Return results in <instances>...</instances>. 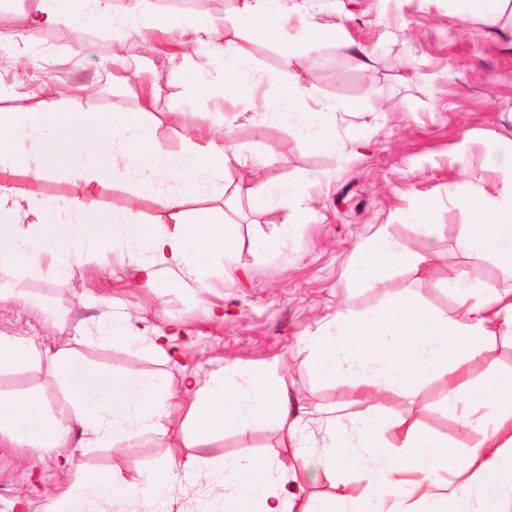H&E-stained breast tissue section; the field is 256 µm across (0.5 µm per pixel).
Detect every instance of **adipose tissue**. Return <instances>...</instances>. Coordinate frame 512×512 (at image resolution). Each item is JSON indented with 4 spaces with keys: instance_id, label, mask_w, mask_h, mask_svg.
Returning <instances> with one entry per match:
<instances>
[{
    "instance_id": "obj_1",
    "label": "adipose tissue",
    "mask_w": 512,
    "mask_h": 512,
    "mask_svg": "<svg viewBox=\"0 0 512 512\" xmlns=\"http://www.w3.org/2000/svg\"><path fill=\"white\" fill-rule=\"evenodd\" d=\"M289 22L278 0H240L233 26L274 40L284 35ZM159 33L176 35L179 46L211 59L228 57L232 50L225 32L206 20L184 24L158 16L139 37L151 42ZM153 104V93L145 92L142 111L125 115L109 129L95 113L83 111L76 95L64 108L49 104L0 116V279L39 266L63 244L78 258H89L96 243L86 224L92 213L89 206L77 200L47 202L34 192L18 191L13 185L17 173L35 183L65 158L71 175L83 182L89 196L106 177L132 176L145 187L164 178L178 190L157 193L156 199L177 216L186 197L223 194L226 171L251 165V158L229 139L218 144L193 134L181 153L165 152L150 133L147 117ZM254 119L270 128L294 121L296 128L309 132L310 146L336 147L326 113L311 108L296 74L288 76L281 108L263 107ZM463 203L471 221L459 230L460 250L493 256L508 289L473 292L463 273L448 282L456 305L446 312L423 308L406 290L359 314L337 310L328 326L310 338L311 368L327 382L344 376L359 379L363 390L341 408L316 417L282 387L274 365L249 369L250 384L244 390L234 384H185L184 406L200 451L210 447L216 433H243L263 420L287 432L292 442L287 460L275 455L220 460L199 452L162 463L130 482L117 481L107 472L86 471L79 477L82 500L70 512H89L94 495L104 487L111 488L121 512H139L141 499L202 467L224 486L221 512H240L245 501L252 504V512H501L495 497L471 510L469 491L475 485L507 483L501 460L512 454V370L489 372L475 384L466 375L470 363L492 341L512 331V195L476 193L465 196ZM106 223L128 248L151 256L150 264L137 269L150 287L156 283L154 261L189 273L215 253L233 252L237 244L220 207L169 232L131 214L109 217ZM424 261L382 227L359 246L354 275L370 285L381 266L417 268ZM44 361L57 379L68 384L67 403L59 414L50 415L36 396H0V430L43 439L55 453L66 447L72 428L81 430V447L94 448L133 438L170 414L172 392L165 380L106 377L70 353H53L25 337L0 334V371ZM448 374L455 375L457 384L448 390L445 410L462 426L484 425L479 440L461 455L416 422L389 418L381 403L386 392L414 401L423 382ZM320 476L332 482L334 492L306 505H299L295 491L287 495L278 490L285 482L296 490ZM353 476L363 483L362 494H353Z\"/></svg>"
}]
</instances>
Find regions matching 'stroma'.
Masks as SVG:
<instances>
[{
	"label": "stroma",
	"mask_w": 512,
	"mask_h": 512,
	"mask_svg": "<svg viewBox=\"0 0 512 512\" xmlns=\"http://www.w3.org/2000/svg\"><path fill=\"white\" fill-rule=\"evenodd\" d=\"M46 6L62 9L67 22L30 37L26 0H0V113L14 111L21 94L39 101L44 80L58 88L61 103L69 88L90 86L84 111L117 117L140 111L141 91L152 84L156 104L149 122L162 150L182 151L190 128L219 143L225 128H232L239 149L264 154L266 178L300 183L305 201L285 208L275 200L257 204L237 197L235 185L249 180L251 171L231 169L223 197L187 199L182 219L192 222L208 209L223 208L238 234L232 254L214 255L193 273L164 277L162 287L143 288L130 277L139 255L104 233L97 260L76 265L63 248L40 266L1 281L0 333L28 337L53 352L71 351L106 374L158 376L175 389L186 368L205 385L223 368L275 364L287 391L320 408L345 402L359 390L357 381L328 383L310 369L306 338L337 307L359 313L407 290L425 307L444 311L454 303L446 284L463 271L476 287L504 288L494 260L462 254L456 238L459 226L470 221L463 196L512 191L511 175L486 166L491 151L512 145V0L492 17L469 14L462 0H313L317 22L343 21L350 49L305 43L293 24L279 41L238 31L231 35L235 53L228 63L184 59L182 81L170 78L175 46L166 41L149 55L141 45L128 44L130 70L102 72L117 38L166 11L160 0H146L135 15L128 14L125 0H110L108 15L91 23L84 20L91 11L88 0H47ZM166 12L220 27L235 15L206 6ZM289 51L304 59L296 72L312 100L336 107L330 117L339 141L334 152L310 148L293 124L263 129L243 118L260 105L281 101L282 61ZM228 65L240 73L239 88L216 93L214 82ZM202 89L211 94L205 112L197 109ZM15 185L46 200L80 199L85 193L63 169L34 186L20 173ZM424 197L439 202L430 221L439 225L441 236L436 253L426 254L425 271L383 267L373 285L354 283L349 276L354 251L379 226H387L407 251L426 253L409 221ZM92 201L94 224L132 213L162 231L175 225L154 191L133 179L103 181ZM129 315L142 320L140 340H110L108 328ZM158 332L168 336L175 360L164 361L149 348V336ZM15 391L34 393L51 412L67 396L66 385L45 362L0 372V394ZM447 395V379L438 378L424 382L415 403L390 394L383 404L390 415L418 420L461 454L481 430L461 429L443 407ZM288 448L285 434L260 422L246 434L216 437L209 453L226 458L276 453L284 459ZM195 452L182 416L115 448L75 445L68 450L75 463L71 469L60 466L42 442L19 436L12 447H0V512H16L21 498L28 503L25 512H64L61 495L78 491L77 469L110 470L130 481L157 463ZM223 494L203 467L143 499L140 512H156L160 502L167 512H198L201 500Z\"/></svg>",
	"instance_id": "stroma-1"
}]
</instances>
